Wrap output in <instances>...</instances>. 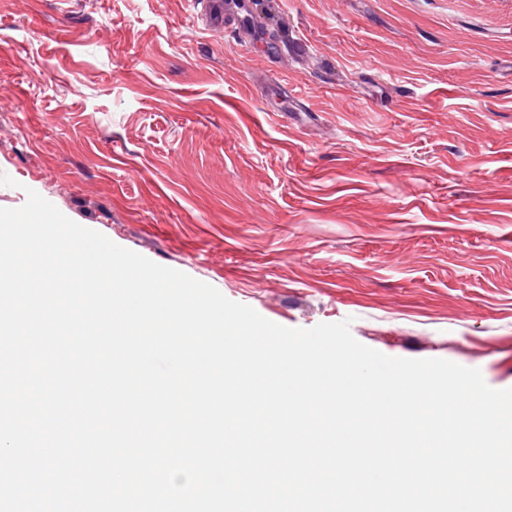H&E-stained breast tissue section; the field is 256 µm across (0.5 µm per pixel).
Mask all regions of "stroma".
I'll return each instance as SVG.
<instances>
[{"label":"stroma","instance_id":"1","mask_svg":"<svg viewBox=\"0 0 512 512\" xmlns=\"http://www.w3.org/2000/svg\"><path fill=\"white\" fill-rule=\"evenodd\" d=\"M0 0V207L35 190L286 327L512 388V0Z\"/></svg>","mask_w":512,"mask_h":512}]
</instances>
